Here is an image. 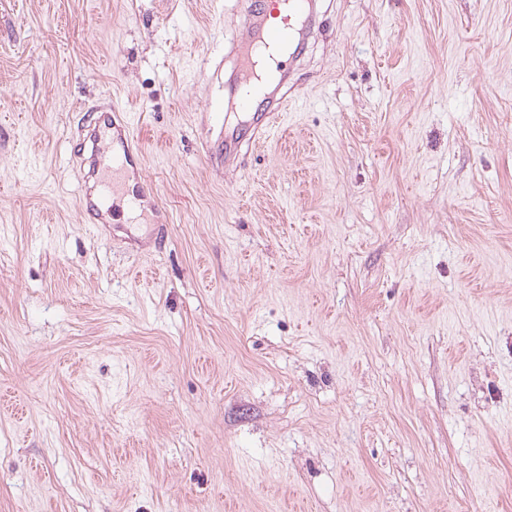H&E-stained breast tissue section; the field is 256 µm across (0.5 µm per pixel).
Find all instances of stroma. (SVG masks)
I'll use <instances>...</instances> for the list:
<instances>
[{"label": "stroma", "mask_w": 512, "mask_h": 512, "mask_svg": "<svg viewBox=\"0 0 512 512\" xmlns=\"http://www.w3.org/2000/svg\"><path fill=\"white\" fill-rule=\"evenodd\" d=\"M242 8L0 0V512H512V0H334L219 168ZM287 110L288 97L284 95L275 100L269 106V108L261 114V117L256 123L247 145L251 144L256 146L258 143H260V140L264 137L268 130L280 121L281 116L283 115L282 112H287ZM81 112H86L82 126L85 135L76 144L74 153L83 157L84 163L88 164V172L83 176L85 184L91 178L103 183L101 193L97 198L106 205L107 200L112 197V193L114 195L120 190L127 171L126 166L129 164L133 168L134 158L140 161V172H142V148L129 128L126 116L124 118L121 115L126 113L119 106L110 105L106 110L81 108ZM98 113L101 114L96 116ZM102 140L109 141L113 150L118 147L121 155L113 154L109 160L100 156L97 146ZM88 142L90 156L85 158ZM98 199H94L86 188L80 197V208L87 215L89 224H101L100 222L104 220V213ZM242 149L241 140L234 134L224 135L209 146L208 152L211 157L221 164L232 165Z\"/></svg>", "instance_id": "35a3bbf8"}]
</instances>
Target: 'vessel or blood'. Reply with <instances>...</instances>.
Here are the masks:
<instances>
[{
	"label": "vessel or blood",
	"mask_w": 512,
	"mask_h": 512,
	"mask_svg": "<svg viewBox=\"0 0 512 512\" xmlns=\"http://www.w3.org/2000/svg\"><path fill=\"white\" fill-rule=\"evenodd\" d=\"M311 25L310 0H249L230 49L235 62L233 94L241 110H249L254 101L252 87L258 78L260 51L270 47L290 49L297 38L310 31ZM287 109V97L275 100L262 113L248 142L258 144ZM121 114L117 106L100 112L87 109L85 135L74 148L76 155L86 158L88 177L102 185L99 197H92L87 191L80 197V207L92 224L102 222L101 204L120 190L128 164L143 156L137 138ZM242 144L236 135H226L210 145L208 152L220 163L230 165Z\"/></svg>",
	"instance_id": "obj_1"
}]
</instances>
